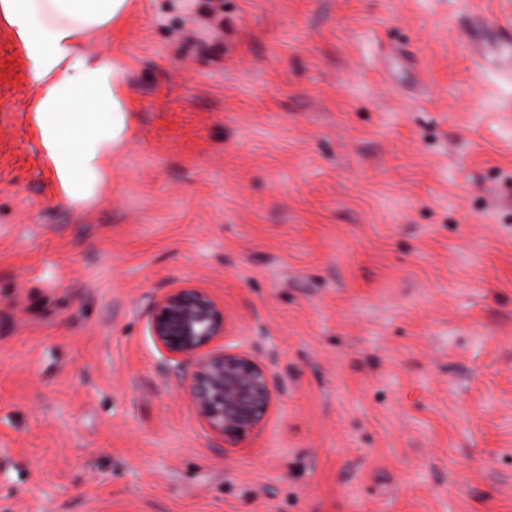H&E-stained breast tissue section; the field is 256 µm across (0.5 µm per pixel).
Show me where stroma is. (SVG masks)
<instances>
[{"mask_svg": "<svg viewBox=\"0 0 512 512\" xmlns=\"http://www.w3.org/2000/svg\"><path fill=\"white\" fill-rule=\"evenodd\" d=\"M135 0L110 187L57 201L0 21V512H512V0ZM192 283L282 394L228 445L146 330ZM473 18L474 22L469 30V36H466L465 44H467L468 52L477 67H480L483 65L489 49L483 39V33L490 22L479 13H475Z\"/></svg>", "mask_w": 512, "mask_h": 512, "instance_id": "stroma-1", "label": "stroma"}]
</instances>
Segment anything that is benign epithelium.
Here are the masks:
<instances>
[{
	"label": "benign epithelium",
	"instance_id": "obj_1",
	"mask_svg": "<svg viewBox=\"0 0 512 512\" xmlns=\"http://www.w3.org/2000/svg\"><path fill=\"white\" fill-rule=\"evenodd\" d=\"M147 331L166 370H184V390L209 431L236 440L261 428L280 392L266 364L224 340V304L207 289L185 284L153 302Z\"/></svg>",
	"mask_w": 512,
	"mask_h": 512
}]
</instances>
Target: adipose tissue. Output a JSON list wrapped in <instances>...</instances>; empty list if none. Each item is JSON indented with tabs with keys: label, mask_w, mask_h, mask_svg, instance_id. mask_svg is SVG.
I'll use <instances>...</instances> for the list:
<instances>
[{
	"label": "adipose tissue",
	"mask_w": 512,
	"mask_h": 512,
	"mask_svg": "<svg viewBox=\"0 0 512 512\" xmlns=\"http://www.w3.org/2000/svg\"><path fill=\"white\" fill-rule=\"evenodd\" d=\"M131 12V0H0V20L30 62L42 148L71 206L101 195L112 157L135 124L129 60L89 55L81 46L121 28Z\"/></svg>",
	"instance_id": "obj_1"
}]
</instances>
